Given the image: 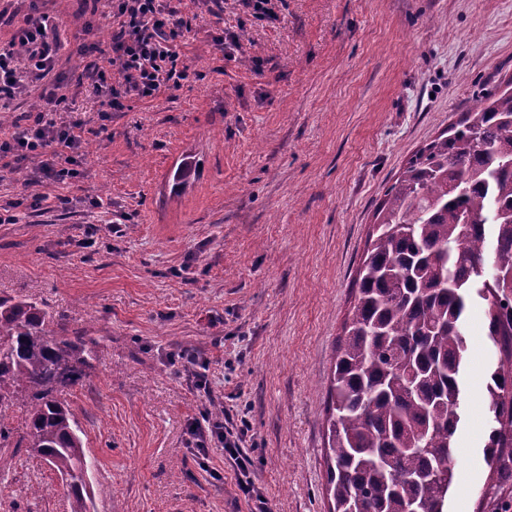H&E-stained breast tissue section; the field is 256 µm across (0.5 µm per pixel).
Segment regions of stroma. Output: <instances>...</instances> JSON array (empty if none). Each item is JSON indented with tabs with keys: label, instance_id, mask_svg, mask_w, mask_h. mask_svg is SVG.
Instances as JSON below:
<instances>
[{
	"label": "stroma",
	"instance_id": "obj_1",
	"mask_svg": "<svg viewBox=\"0 0 512 512\" xmlns=\"http://www.w3.org/2000/svg\"><path fill=\"white\" fill-rule=\"evenodd\" d=\"M173 4L191 26L189 78L115 111L75 91L80 45L109 28L82 31L91 0H44L86 144L80 177L44 188L68 207L0 224V297L98 342L66 395L95 512H248L223 448L210 444L201 468L188 433L215 403L249 422L270 512H329V385L375 209L416 151L512 82V0H281L268 23L241 0ZM225 29L247 32L231 58L214 42ZM484 319L475 303L444 512L512 505V472L484 457L497 363ZM184 348L210 390L181 365ZM0 512H69L67 488L26 450L0 455Z\"/></svg>",
	"mask_w": 512,
	"mask_h": 512
}]
</instances>
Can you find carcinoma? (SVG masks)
<instances>
[{
	"label": "carcinoma",
	"instance_id": "carcinoma-1",
	"mask_svg": "<svg viewBox=\"0 0 512 512\" xmlns=\"http://www.w3.org/2000/svg\"><path fill=\"white\" fill-rule=\"evenodd\" d=\"M512 90L491 92L419 149L376 210L343 327L327 410L333 512H443L456 479L464 328L486 304L498 361L486 384L489 465L512 464ZM56 315L0 298V451L26 448L61 477L71 512L93 497L79 428L60 387L98 358L92 336H56ZM25 413L14 432L7 411Z\"/></svg>",
	"mask_w": 512,
	"mask_h": 512
}]
</instances>
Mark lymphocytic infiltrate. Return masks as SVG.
I'll return each instance as SVG.
<instances>
[{
  "label": "lymphocytic infiltrate",
  "instance_id": "obj_1",
  "mask_svg": "<svg viewBox=\"0 0 512 512\" xmlns=\"http://www.w3.org/2000/svg\"><path fill=\"white\" fill-rule=\"evenodd\" d=\"M39 2L29 0L27 11L14 24L11 39L0 44V110L20 99L24 86L19 74L38 81L55 67L56 24ZM166 3L93 0V10L110 26L112 39L108 45L89 49L93 58L89 87L112 108H121L123 98L152 97L188 79L189 67L180 53L185 26ZM86 125L75 102L49 91L41 107L24 112L12 130H0V170L32 163L31 183L37 188L76 179ZM249 430L247 420L236 422L225 416L192 424L190 434L201 456L207 453L208 440H218L234 471L238 491L252 504L251 512H268L267 501L252 477V460L246 450Z\"/></svg>",
  "mask_w": 512,
  "mask_h": 512
}]
</instances>
